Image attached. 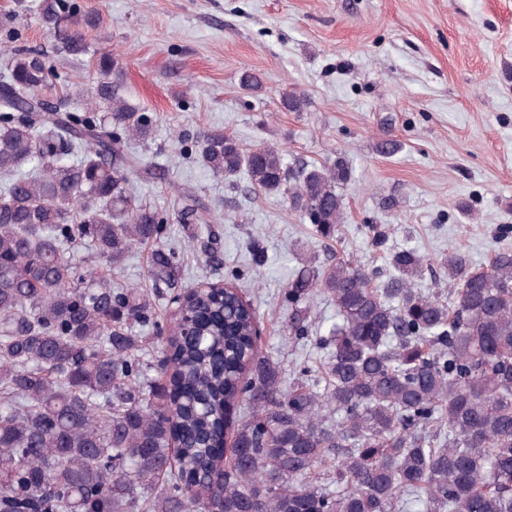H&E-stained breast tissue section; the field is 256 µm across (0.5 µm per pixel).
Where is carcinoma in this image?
Returning <instances> with one entry per match:
<instances>
[{"label": "carcinoma", "instance_id": "carcinoma-1", "mask_svg": "<svg viewBox=\"0 0 512 512\" xmlns=\"http://www.w3.org/2000/svg\"><path fill=\"white\" fill-rule=\"evenodd\" d=\"M36 10L64 49L89 52L93 20L78 0ZM93 57L100 83L82 113L41 98L59 79L41 52L0 57V512H400L405 495L426 512H512V251L487 271L448 253L445 298L414 287L424 259L413 248L392 255L385 285L342 258L303 268L286 290L288 340L313 335L330 357L319 379L305 368L286 390L237 288L178 290L176 255L158 246L150 275L182 315H170L169 354L148 364L152 337L132 329L154 324L152 299L67 256L80 246L118 265L165 229L127 179L140 166L128 144L150 139L152 120L112 86L118 58ZM281 105L300 112L307 100L290 91ZM195 152L335 236L345 158L290 166L222 130L197 133ZM187 200L178 221L208 234L216 264L210 209ZM314 291L336 307L321 334ZM169 368L178 387L167 392L148 372ZM239 402L251 412L232 426Z\"/></svg>", "mask_w": 512, "mask_h": 512}]
</instances>
